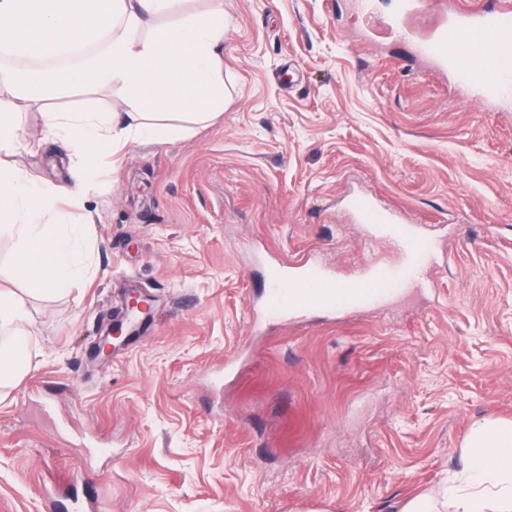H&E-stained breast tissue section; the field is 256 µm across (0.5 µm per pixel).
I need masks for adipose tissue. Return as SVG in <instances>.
<instances>
[{
	"instance_id": "1",
	"label": "adipose tissue",
	"mask_w": 512,
	"mask_h": 512,
	"mask_svg": "<svg viewBox=\"0 0 512 512\" xmlns=\"http://www.w3.org/2000/svg\"><path fill=\"white\" fill-rule=\"evenodd\" d=\"M188 0H0V53L41 60L34 69L0 66V154L25 151L33 139L70 147L69 164L107 151L119 156L134 143L173 144L213 123L224 110V3L192 10ZM69 46L88 47L75 63H58ZM119 94L109 112H61L51 100L85 85ZM38 105L42 121L29 134L22 103ZM35 183L27 171L0 161V232L14 241L12 273L24 274L34 294L71 293L88 267L79 257L85 224L65 222L59 202L89 195ZM39 206H31V198ZM31 316L25 299L0 289V356L18 352L0 376V400L30 372V351L19 339ZM464 446L468 477L449 490L454 512H512V420L485 419L470 428Z\"/></svg>"
}]
</instances>
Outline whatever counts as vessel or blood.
Listing matches in <instances>:
<instances>
[{
    "label": "vessel or blood",
    "instance_id": "1",
    "mask_svg": "<svg viewBox=\"0 0 512 512\" xmlns=\"http://www.w3.org/2000/svg\"><path fill=\"white\" fill-rule=\"evenodd\" d=\"M512 43V11L495 0L473 13H452L446 24L422 40L420 50L448 71L462 95L487 105L512 98V56L500 45ZM351 208L363 224L384 225L405 252L403 268L371 262L352 282L341 281L306 259L292 260L287 271L273 270V286L265 302L267 315L356 311L386 301L433 259V245L406 225L395 222L387 208L357 195Z\"/></svg>",
    "mask_w": 512,
    "mask_h": 512
}]
</instances>
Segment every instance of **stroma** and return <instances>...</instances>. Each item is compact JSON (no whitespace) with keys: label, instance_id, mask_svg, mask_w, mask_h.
I'll use <instances>...</instances> for the list:
<instances>
[{"label":"stroma","instance_id":"35a3bbf8","mask_svg":"<svg viewBox=\"0 0 512 512\" xmlns=\"http://www.w3.org/2000/svg\"><path fill=\"white\" fill-rule=\"evenodd\" d=\"M479 0H224V114L85 171L96 275L37 300L0 401V512H397L441 497L474 422L512 419V104L417 45ZM365 192L438 244L430 289L263 315L274 260L402 266ZM151 305L107 359L90 348Z\"/></svg>","mask_w":512,"mask_h":512}]
</instances>
